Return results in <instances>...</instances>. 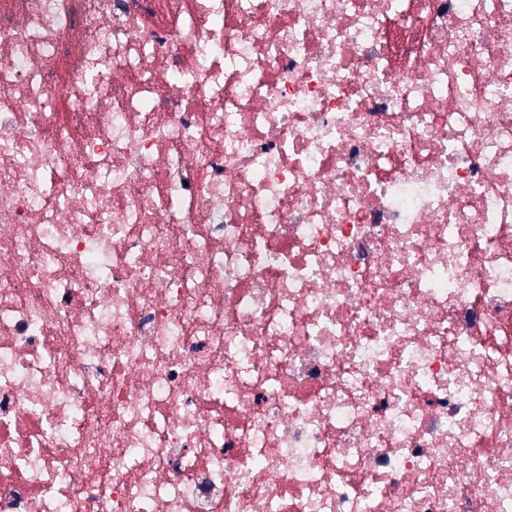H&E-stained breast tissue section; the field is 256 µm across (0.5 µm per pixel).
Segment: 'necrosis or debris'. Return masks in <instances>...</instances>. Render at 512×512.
I'll return each mask as SVG.
<instances>
[{
  "label": "necrosis or debris",
  "mask_w": 512,
  "mask_h": 512,
  "mask_svg": "<svg viewBox=\"0 0 512 512\" xmlns=\"http://www.w3.org/2000/svg\"><path fill=\"white\" fill-rule=\"evenodd\" d=\"M0 512H512V0H0Z\"/></svg>",
  "instance_id": "1"
}]
</instances>
